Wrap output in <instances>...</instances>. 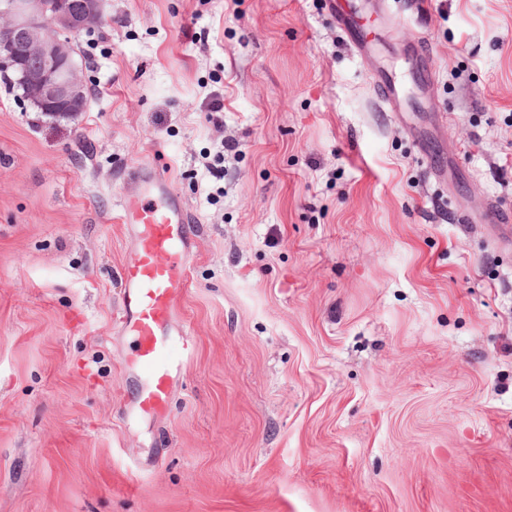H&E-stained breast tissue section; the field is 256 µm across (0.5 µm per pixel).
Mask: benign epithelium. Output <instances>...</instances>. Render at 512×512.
<instances>
[{
  "label": "benign epithelium",
  "instance_id": "obj_1",
  "mask_svg": "<svg viewBox=\"0 0 512 512\" xmlns=\"http://www.w3.org/2000/svg\"><path fill=\"white\" fill-rule=\"evenodd\" d=\"M103 0H81V9H71L70 0H4L0 16V59H6L22 75L30 95L44 107L57 111L81 112L85 107L84 85L72 61L67 44L58 31H78L99 22ZM37 56V69L26 61Z\"/></svg>",
  "mask_w": 512,
  "mask_h": 512
}]
</instances>
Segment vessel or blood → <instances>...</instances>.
<instances>
[{
  "instance_id": "1",
  "label": "vessel or blood",
  "mask_w": 512,
  "mask_h": 512,
  "mask_svg": "<svg viewBox=\"0 0 512 512\" xmlns=\"http://www.w3.org/2000/svg\"><path fill=\"white\" fill-rule=\"evenodd\" d=\"M330 14L353 48L364 49L361 24L345 0H332ZM141 171L140 192L121 205L122 222L136 226L138 235L120 277V325L134 340L138 386L132 409L155 414L166 410L173 379L195 350L191 335L177 347L171 341L188 281L194 221L163 174L147 163Z\"/></svg>"
}]
</instances>
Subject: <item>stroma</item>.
<instances>
[{"label": "stroma", "instance_id": "stroma-1", "mask_svg": "<svg viewBox=\"0 0 512 512\" xmlns=\"http://www.w3.org/2000/svg\"><path fill=\"white\" fill-rule=\"evenodd\" d=\"M103 17L74 119L0 79V512H512V242L474 220L512 213V0H385L362 55L328 0ZM145 162L196 222L155 415L119 325Z\"/></svg>", "mask_w": 512, "mask_h": 512}]
</instances>
